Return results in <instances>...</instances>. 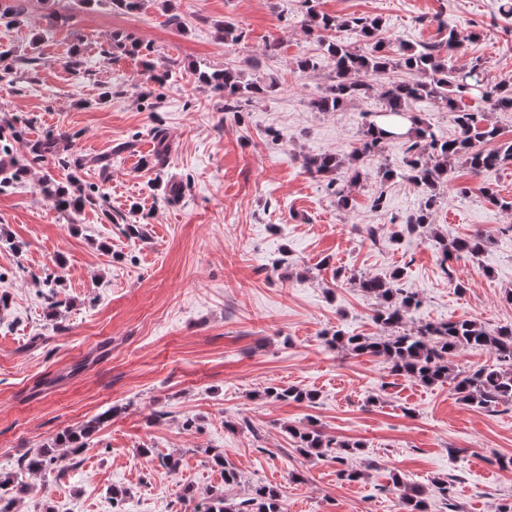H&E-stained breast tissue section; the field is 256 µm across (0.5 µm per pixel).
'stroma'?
Here are the masks:
<instances>
[{"label": "stroma", "mask_w": 512, "mask_h": 512, "mask_svg": "<svg viewBox=\"0 0 512 512\" xmlns=\"http://www.w3.org/2000/svg\"><path fill=\"white\" fill-rule=\"evenodd\" d=\"M500 5L318 2L334 17L379 19L380 39L394 46L456 31L464 47L452 65L477 57L492 81L512 82V15ZM127 35L171 65L168 81L113 49ZM224 69L279 86L234 114L196 79ZM331 74L301 0H146L136 12L111 0H32L0 20V154L24 169L0 167V471L64 430L92 429L64 479L26 476L17 512H195L198 499L225 490L217 451L241 476L230 497L269 484L283 512H401L395 473L426 487L447 479L463 512L512 505V467L500 465L512 459V405L479 410L450 385L326 343L337 331L381 335L378 303L358 280L396 270L398 287L421 300L409 326L512 325V211L479 193L489 183L512 200V163L479 176L455 163L422 236L402 231L424 199L406 179H362L340 207L304 159L349 158L382 102L374 93L317 110ZM158 130L170 148L163 162L153 155ZM62 132L67 167L34 159L37 142ZM47 178L98 185L104 198L62 213L40 190ZM477 232L490 237L485 251L447 275L435 234ZM58 261L51 293L43 279ZM272 385L318 397L273 401L263 395ZM244 418L261 438L239 429ZM308 424L360 442L345 466L364 478L347 481L336 462L297 452L287 429ZM169 454L178 470L162 465ZM187 485L194 498H182Z\"/></svg>", "instance_id": "35a3bbf8"}]
</instances>
